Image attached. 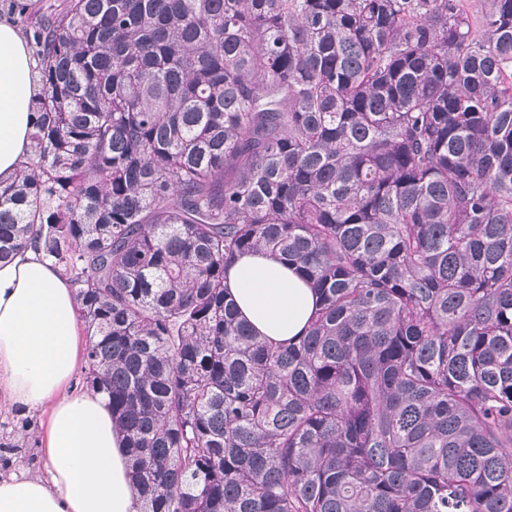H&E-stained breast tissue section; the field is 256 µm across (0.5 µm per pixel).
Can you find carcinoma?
I'll list each match as a JSON object with an SVG mask.
<instances>
[{
	"instance_id": "carcinoma-1",
	"label": "carcinoma",
	"mask_w": 512,
	"mask_h": 512,
	"mask_svg": "<svg viewBox=\"0 0 512 512\" xmlns=\"http://www.w3.org/2000/svg\"><path fill=\"white\" fill-rule=\"evenodd\" d=\"M0 263L75 289L141 512H512V0H55ZM319 296L287 344L224 287ZM227 287L241 317L277 343L304 332L318 300L291 268L267 252L242 255L228 270Z\"/></svg>"
}]
</instances>
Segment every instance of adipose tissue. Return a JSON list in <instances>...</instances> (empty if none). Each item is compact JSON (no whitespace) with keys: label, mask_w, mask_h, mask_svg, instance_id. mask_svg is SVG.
Wrapping results in <instances>:
<instances>
[{"label":"adipose tissue","mask_w":512,"mask_h":512,"mask_svg":"<svg viewBox=\"0 0 512 512\" xmlns=\"http://www.w3.org/2000/svg\"><path fill=\"white\" fill-rule=\"evenodd\" d=\"M41 91L23 31L0 15V181L26 161ZM238 311L266 338L301 335L317 296L267 252L228 270ZM85 364L79 305L62 271L30 248L0 264V411L43 418L40 469L0 456V512H140L126 441L105 394L77 389Z\"/></svg>","instance_id":"1"}]
</instances>
